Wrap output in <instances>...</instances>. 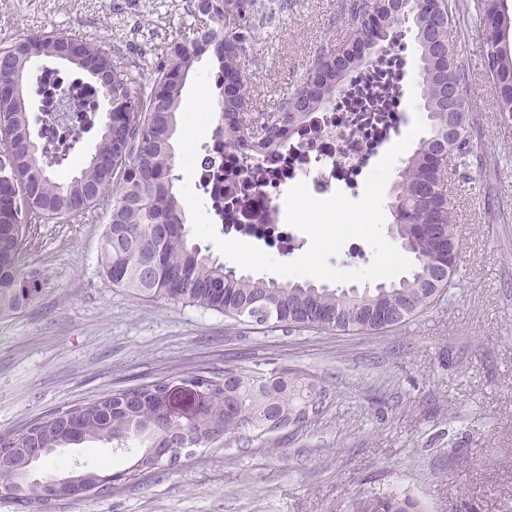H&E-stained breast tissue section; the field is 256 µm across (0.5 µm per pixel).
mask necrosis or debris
<instances>
[{"label": "necrosis or debris", "mask_w": 512, "mask_h": 512, "mask_svg": "<svg viewBox=\"0 0 512 512\" xmlns=\"http://www.w3.org/2000/svg\"><path fill=\"white\" fill-rule=\"evenodd\" d=\"M351 103L350 92L340 93L329 110L314 113L295 137L257 159L217 144L207 148L211 170L224 177L225 223L266 234L275 246L288 250L293 240L280 203L288 186L305 183L315 197L331 196L346 181L358 186L384 140L378 129L351 120ZM256 171L265 175L260 190L243 191Z\"/></svg>", "instance_id": "necrosis-or-debris-1"}]
</instances>
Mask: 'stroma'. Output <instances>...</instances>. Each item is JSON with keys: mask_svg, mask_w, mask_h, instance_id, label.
Returning <instances> with one entry per match:
<instances>
[{"mask_svg": "<svg viewBox=\"0 0 512 512\" xmlns=\"http://www.w3.org/2000/svg\"><path fill=\"white\" fill-rule=\"evenodd\" d=\"M347 0H283L244 59L252 109L278 103L326 42L343 44ZM182 0H0V40L38 29L126 47L180 38ZM471 74L484 182L449 172L460 254L456 286L403 326L373 335L245 325L215 311L112 287L105 221L41 224L22 255L45 289L0 317V433L108 391L198 371L292 369L328 391L320 415L264 436L189 448L114 491L43 512H349L353 498L409 495L422 512H512V121L493 107L476 28L456 34ZM130 467L109 447L63 448L38 476L74 463Z\"/></svg>", "mask_w": 512, "mask_h": 512, "instance_id": "obj_1", "label": "stroma"}]
</instances>
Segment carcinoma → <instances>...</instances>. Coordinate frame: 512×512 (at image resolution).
Returning a JSON list of instances; mask_svg holds the SVG:
<instances>
[{"mask_svg": "<svg viewBox=\"0 0 512 512\" xmlns=\"http://www.w3.org/2000/svg\"><path fill=\"white\" fill-rule=\"evenodd\" d=\"M257 8L258 0H197L189 35L158 48L147 74L118 51L56 29L0 41V315L32 305L43 291L41 276L19 262L35 225L78 224L98 210L106 218L99 265L112 286L216 311L238 322L250 323L255 312L267 309L268 325L372 334L395 317L398 324L406 323L456 287L459 243L448 172L462 169L482 180L487 169L473 145L478 115L470 109L468 72L451 33L461 15L475 13L486 47L485 83L497 111L511 119L512 49L506 39L512 16L502 0H353L348 42L340 49L331 43L320 46L288 97L261 116L248 111L251 88L242 68L252 30L237 24ZM408 21L420 48L419 87L430 122L429 136L403 161L390 202V232L414 258L410 276L332 290L310 282L253 279L193 243L176 193L171 138L195 64L206 56L217 65L221 116L214 141L260 155L332 103L349 74L373 61L372 49L391 41ZM71 43L77 51L71 65L97 74L95 85L86 90L109 108L95 152L81 160L78 174L63 177L56 169L68 164L75 142L63 149L52 146L44 126L33 139L30 101L34 63L53 58ZM391 88L387 72H371L357 96L358 111L381 124ZM202 381L210 386L209 401L187 428L161 415L154 398L164 382L156 380L78 404L81 423L75 431L64 427L72 409L58 410L20 432L0 434V448H47V461L60 448L85 443L133 449L135 461L127 475L134 478L156 468L147 453L172 431L194 447L208 444L216 432L237 433L243 421L264 435L271 421H289L306 406L328 399L325 388L292 370L263 378L236 369L228 384L224 375L209 372ZM53 480L31 479L17 486L10 473L0 471V494L23 512H36L49 502L45 493ZM350 509L418 512V503L391 494L357 498Z\"/></svg>", "mask_w": 512, "mask_h": 512, "instance_id": "obj_1", "label": "carcinoma"}]
</instances>
